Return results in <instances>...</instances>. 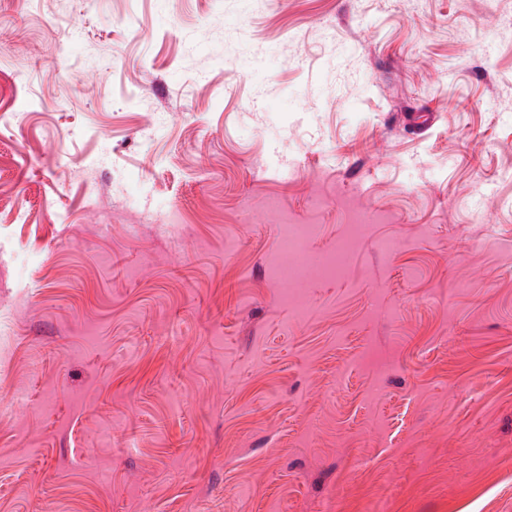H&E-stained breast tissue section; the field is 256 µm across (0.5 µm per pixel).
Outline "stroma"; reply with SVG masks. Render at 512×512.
I'll use <instances>...</instances> for the list:
<instances>
[{"label": "stroma", "mask_w": 512, "mask_h": 512, "mask_svg": "<svg viewBox=\"0 0 512 512\" xmlns=\"http://www.w3.org/2000/svg\"><path fill=\"white\" fill-rule=\"evenodd\" d=\"M509 16L0 0V512H512ZM368 216L360 211H351L348 216L350 224L349 237L338 243L336 249L327 254L314 257L309 248L311 224H298L290 217L281 216L279 279L287 281L288 287L298 288V280L308 270L324 278H340L350 266L353 246L362 231Z\"/></svg>", "instance_id": "35a3bbf8"}]
</instances>
